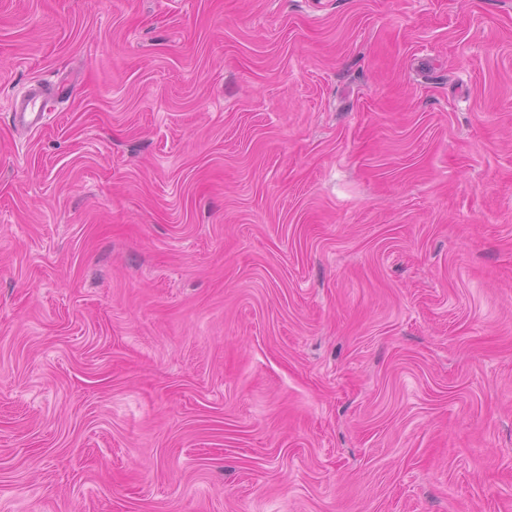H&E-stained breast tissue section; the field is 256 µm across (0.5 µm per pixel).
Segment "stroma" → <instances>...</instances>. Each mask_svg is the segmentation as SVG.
I'll return each mask as SVG.
<instances>
[{"label": "stroma", "mask_w": 512, "mask_h": 512, "mask_svg": "<svg viewBox=\"0 0 512 512\" xmlns=\"http://www.w3.org/2000/svg\"><path fill=\"white\" fill-rule=\"evenodd\" d=\"M0 512H512V0H0ZM14 119L21 125L36 129L43 124L45 113L39 89H31L16 102L11 103Z\"/></svg>", "instance_id": "obj_1"}]
</instances>
